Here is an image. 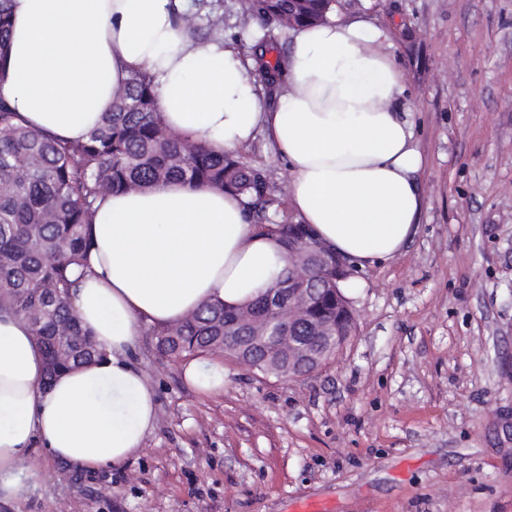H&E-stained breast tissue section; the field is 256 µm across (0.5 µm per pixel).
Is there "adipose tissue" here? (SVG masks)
Masks as SVG:
<instances>
[{
  "label": "adipose tissue",
  "mask_w": 512,
  "mask_h": 512,
  "mask_svg": "<svg viewBox=\"0 0 512 512\" xmlns=\"http://www.w3.org/2000/svg\"><path fill=\"white\" fill-rule=\"evenodd\" d=\"M189 2L9 0L0 98L29 126L77 140L133 75L148 74L158 112L187 140L224 153L263 128L287 162L290 206L319 244L360 267L399 254L422 213L424 157L400 115L403 76L386 32L362 14L294 28L288 81L269 103L255 59L179 25ZM286 256L231 191L169 182L99 200L70 304L104 357L45 382L29 323L0 312V502L19 498L38 451L88 472L138 457L157 419L135 362L142 326L177 325L205 303L246 305ZM182 369L198 393L223 391L221 359Z\"/></svg>",
  "instance_id": "1"
}]
</instances>
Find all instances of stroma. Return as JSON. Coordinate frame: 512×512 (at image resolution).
<instances>
[{
    "mask_svg": "<svg viewBox=\"0 0 512 512\" xmlns=\"http://www.w3.org/2000/svg\"><path fill=\"white\" fill-rule=\"evenodd\" d=\"M389 32L425 166L396 258L353 269L355 333L281 380L224 362L205 397L145 326L158 423L95 473L41 453L0 512H512V0H336ZM289 210L263 133L238 149Z\"/></svg>",
    "mask_w": 512,
    "mask_h": 512,
    "instance_id": "stroma-1",
    "label": "stroma"
}]
</instances>
